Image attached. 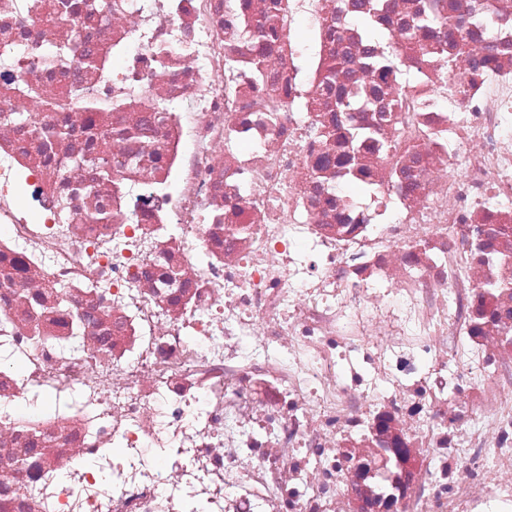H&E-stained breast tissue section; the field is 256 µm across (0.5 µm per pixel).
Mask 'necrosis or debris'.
Wrapping results in <instances>:
<instances>
[{
	"label": "necrosis or debris",
	"instance_id": "necrosis-or-debris-1",
	"mask_svg": "<svg viewBox=\"0 0 512 512\" xmlns=\"http://www.w3.org/2000/svg\"><path fill=\"white\" fill-rule=\"evenodd\" d=\"M99 2L0 0V512H512V0ZM68 99H82L86 107L96 112H123L132 106L134 100L130 98H112V99H93L84 95V91L79 87H71L63 100L57 104L59 108L67 105Z\"/></svg>",
	"mask_w": 512,
	"mask_h": 512
}]
</instances>
